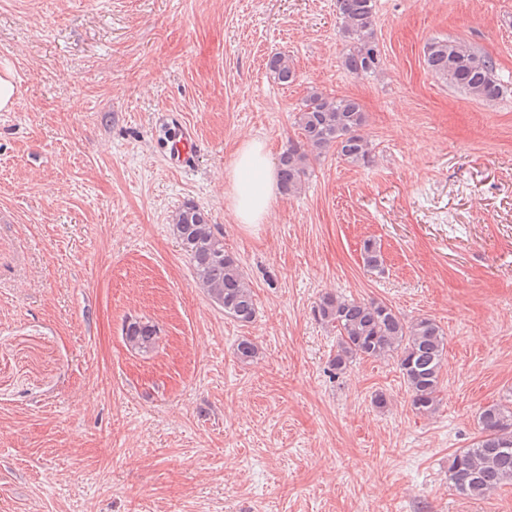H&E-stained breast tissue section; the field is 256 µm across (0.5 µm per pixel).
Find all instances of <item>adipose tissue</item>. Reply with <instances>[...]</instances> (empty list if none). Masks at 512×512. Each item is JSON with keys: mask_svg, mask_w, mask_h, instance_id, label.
<instances>
[{"mask_svg": "<svg viewBox=\"0 0 512 512\" xmlns=\"http://www.w3.org/2000/svg\"><path fill=\"white\" fill-rule=\"evenodd\" d=\"M278 193L277 171L266 143L253 138L241 142L224 179V199L234 222L268 223Z\"/></svg>", "mask_w": 512, "mask_h": 512, "instance_id": "obj_1", "label": "adipose tissue"}]
</instances>
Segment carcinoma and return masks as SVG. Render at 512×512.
<instances>
[{
	"label": "carcinoma",
	"instance_id": "obj_1",
	"mask_svg": "<svg viewBox=\"0 0 512 512\" xmlns=\"http://www.w3.org/2000/svg\"><path fill=\"white\" fill-rule=\"evenodd\" d=\"M340 28L348 42L342 56L344 70L356 77L377 76L382 71L376 31V0H337ZM424 62L438 81L469 97L492 102L508 88L495 74L493 59L471 45L454 39H434L424 49ZM274 78L284 84L295 80L288 56L274 54L267 61ZM301 140L280 155L278 175L287 195L301 193L310 155L330 148L345 162L366 167L373 162L372 143L364 132L366 116L351 97L314 92L294 115ZM173 234L187 257L199 288L224 314L247 324L256 316L254 293L236 256L224 249V238L215 231L209 213L188 202L173 217ZM364 266L382 265L380 246L363 245ZM322 326L335 331L336 353L329 361L332 375L344 373L357 359L396 360L415 413L428 415L440 402L441 373L447 340L438 323L428 317L408 320L393 307L326 293L314 307ZM129 346L148 352L155 346L156 326L134 319L125 327ZM480 435L469 448L448 459V483L459 494L481 498L512 484V407L493 403L479 413Z\"/></svg>",
	"mask_w": 512,
	"mask_h": 512
}]
</instances>
